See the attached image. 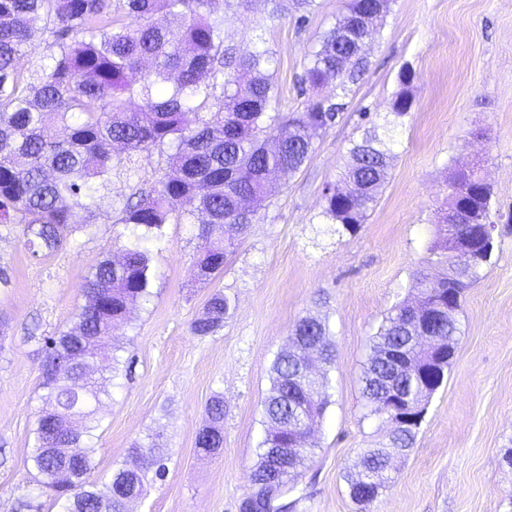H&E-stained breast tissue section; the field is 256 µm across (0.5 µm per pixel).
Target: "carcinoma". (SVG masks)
<instances>
[{
    "label": "carcinoma",
    "mask_w": 512,
    "mask_h": 512,
    "mask_svg": "<svg viewBox=\"0 0 512 512\" xmlns=\"http://www.w3.org/2000/svg\"><path fill=\"white\" fill-rule=\"evenodd\" d=\"M215 0H0V224L23 225L22 234L33 255L50 254L95 223L99 188L114 167L123 163L113 154L119 143L129 153L164 146L171 150L167 168L148 188H139L137 201L122 202L118 223L133 226L134 240L125 246L119 263L105 258L86 277V304L73 326L44 341L40 388L45 390L34 429L30 455L38 486L64 472L66 487L52 489L57 512H126L128 494L143 492L147 473L161 480L166 465L153 457L159 433L150 442H135L127 459L99 489L87 481L96 448L102 399L118 376L119 348L112 335L133 305L148 300L156 277L152 248L165 239L170 215L183 210L188 223L198 225L195 255L200 276L209 279L224 271L235 248L232 232L245 233L251 223L245 202L261 204L273 181L292 173L308 160L314 140L333 125L344 109L340 100L358 83L368 67L359 26L376 22L388 0H349L347 10L308 52L305 80L312 88L334 85L336 98L312 97L300 112L279 110L275 84L276 61L257 47L238 57L224 45V17L215 15ZM271 19L288 12H311L316 0H258ZM137 20L133 28L120 18ZM52 38L57 51L40 56L37 68L25 75L18 59ZM412 69L399 74L401 90L392 103L394 119L373 127L348 149L342 182L359 188L353 195L327 185L323 215L349 233L365 223L386 182L390 155L383 149L410 114ZM222 89V96L215 95ZM138 98V108L130 107ZM63 129V139L51 140L46 130ZM482 178L471 169L455 171L447 181L446 208L427 249V264L443 268L431 279L423 271L412 278L417 291L397 303L371 336V354L363 365L361 396L369 414L378 416L390 404V392L405 397L413 414L426 408L442 386L445 372L434 368V356L415 351L413 321L431 316L428 332L455 340L461 296L484 265L462 271V256L470 224L488 220L491 192L472 196ZM472 203L468 218L448 223L460 203ZM456 290L455 310L439 314ZM231 301L222 293L209 299L206 313L191 325L205 338L224 327ZM292 348L312 346L324 368L312 390L299 381V357L283 350L271 366L272 386L262 402L267 429L259 442L260 462L252 474L262 488L283 486L298 475L313 454L309 442L329 404V368L335 345L327 321L302 317L291 331ZM112 351L111 362L93 370L87 362L101 350ZM214 427L196 436L197 451L216 454L224 447V400L211 397L206 408ZM419 423L408 420L391 431L382 448H361L357 461L344 474L349 495L360 512L375 497L365 492L368 481L380 489L392 454L412 449Z\"/></svg>",
    "instance_id": "carcinoma-1"
}]
</instances>
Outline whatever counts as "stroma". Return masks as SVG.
I'll list each match as a JSON object with an SVG mask.
<instances>
[{"label":"stroma","mask_w":512,"mask_h":512,"mask_svg":"<svg viewBox=\"0 0 512 512\" xmlns=\"http://www.w3.org/2000/svg\"><path fill=\"white\" fill-rule=\"evenodd\" d=\"M346 0H317L306 17L270 20L242 0H218L224 42L248 55L263 41L277 63L281 112L302 111L307 53ZM369 65L335 124L294 173L281 175L223 273L204 280L193 264L197 227L170 218L152 253L149 302L132 308L113 341L128 369L99 412L88 474L104 485L131 444L159 431L154 449L164 480L129 512H241L256 487L261 404L271 365L302 316L327 319L337 358L330 405L314 435L313 458L283 487L293 512H358L344 474L356 452L387 442L390 427L368 416L360 375L369 340L410 284L446 201L447 173L481 165L493 196L495 249L467 288L461 333L445 382L430 398L414 447L395 456L391 480L369 512H512V0H389L367 41ZM414 72V105L390 145V178L366 224L336 231L323 215L324 188L337 182L347 150L391 117L402 65ZM160 149L137 152L101 187L97 222L51 255L32 257L21 226L0 227V512H21L39 494L28 461L41 406L43 339L67 330L84 305L87 274L105 256L120 259L132 240L122 200L166 166ZM233 302L223 328L191 332L209 297ZM224 399L219 457L195 448L211 396Z\"/></svg>","instance_id":"1"}]
</instances>
